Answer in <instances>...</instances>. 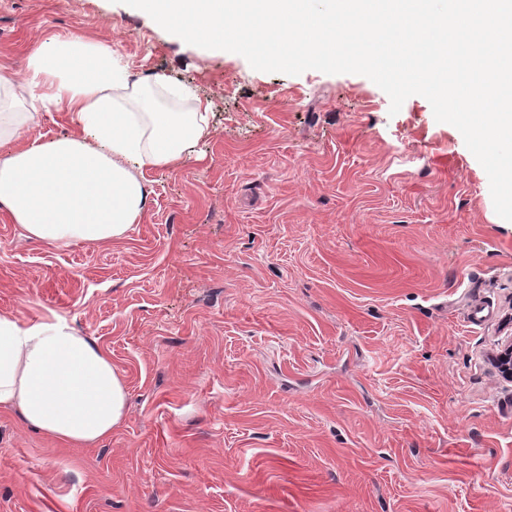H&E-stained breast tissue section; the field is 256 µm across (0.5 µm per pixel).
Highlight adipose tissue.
Returning a JSON list of instances; mask_svg holds the SVG:
<instances>
[{"label":"adipose tissue","instance_id":"adipose-tissue-1","mask_svg":"<svg viewBox=\"0 0 512 512\" xmlns=\"http://www.w3.org/2000/svg\"><path fill=\"white\" fill-rule=\"evenodd\" d=\"M63 106L76 133L19 138L36 104ZM210 135V103L162 78L131 79L111 48L48 37L27 76L0 72V205L26 238L47 245L120 240L140 223L146 171H167ZM127 392L110 356L68 320L0 315V405L69 445L109 436Z\"/></svg>","mask_w":512,"mask_h":512}]
</instances>
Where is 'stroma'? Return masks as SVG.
<instances>
[{
  "mask_svg": "<svg viewBox=\"0 0 512 512\" xmlns=\"http://www.w3.org/2000/svg\"><path fill=\"white\" fill-rule=\"evenodd\" d=\"M52 35L194 86L211 134L121 241L47 246L0 207V314L66 316L127 390L83 446L1 406L0 512H512V221L459 130L121 0H0V70Z\"/></svg>",
  "mask_w": 512,
  "mask_h": 512,
  "instance_id": "stroma-1",
  "label": "stroma"
}]
</instances>
